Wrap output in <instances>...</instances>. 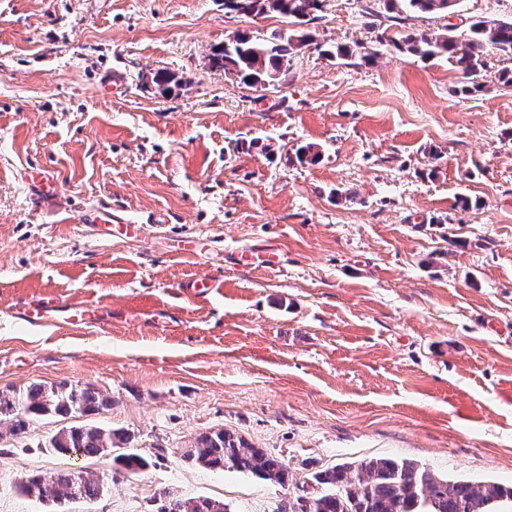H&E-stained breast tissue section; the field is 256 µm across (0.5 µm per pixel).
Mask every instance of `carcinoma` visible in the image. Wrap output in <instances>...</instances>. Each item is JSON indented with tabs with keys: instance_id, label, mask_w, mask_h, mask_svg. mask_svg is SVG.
Masks as SVG:
<instances>
[{
	"instance_id": "carcinoma-1",
	"label": "carcinoma",
	"mask_w": 512,
	"mask_h": 512,
	"mask_svg": "<svg viewBox=\"0 0 512 512\" xmlns=\"http://www.w3.org/2000/svg\"><path fill=\"white\" fill-rule=\"evenodd\" d=\"M406 6L421 13H446L448 0H404ZM231 10L256 15L277 12L293 19L301 29L274 32L257 39L239 32L227 44L214 51L216 63L224 73L240 83L254 87L261 81L282 83L294 51L314 42L303 26L317 19L320 0H224ZM398 49L422 59H448L463 78V91L470 92L473 77L488 66V58L496 56L502 67L499 79L512 84V20L481 18L469 27L464 42L450 32L409 34ZM333 59L359 57L371 63L377 52L362 45L353 49L336 44L322 51ZM111 404L102 391L70 385L31 384L23 389L0 391V425H6L12 436L23 434L34 416H89ZM58 451L72 449L83 457L93 458L112 451V431L85 424L58 430L48 441ZM182 457L213 471L233 468L271 481L283 489H301L295 476L279 457L256 448L237 434L223 428L206 431L195 438ZM118 471L133 475L149 467V461L137 453H120L114 457ZM310 480L312 494L288 497L281 512H491L503 500L512 501V486L468 480H448L431 469L414 462L392 458H371L338 464L316 470ZM20 490L29 497L44 500L53 497L57 503H85L97 500L106 490L101 477L84 471L78 478L72 471L34 475L21 483ZM160 512H227L224 503L210 498L183 499L172 496L164 500Z\"/></svg>"
}]
</instances>
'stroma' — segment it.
Masks as SVG:
<instances>
[{
    "instance_id": "1",
    "label": "stroma",
    "mask_w": 512,
    "mask_h": 512,
    "mask_svg": "<svg viewBox=\"0 0 512 512\" xmlns=\"http://www.w3.org/2000/svg\"><path fill=\"white\" fill-rule=\"evenodd\" d=\"M480 17L512 19V0L447 15L321 0L314 45L259 91L209 55L238 31L289 29L282 15L0 0V388L93 385L112 405L90 423L150 461L127 475L70 456L45 442L71 418H34L0 438V512H53L22 480L79 466L108 485L70 512H159L169 493L279 512V485L183 459L222 427L298 477L389 457L512 484V85L491 67L465 93L446 59L395 47L464 38ZM333 43L379 56H321ZM160 71L181 85L158 91ZM306 144L319 163L287 161ZM27 167L56 179L54 208L31 210ZM99 204L111 229L82 219ZM39 294L112 319L17 320Z\"/></svg>"
}]
</instances>
